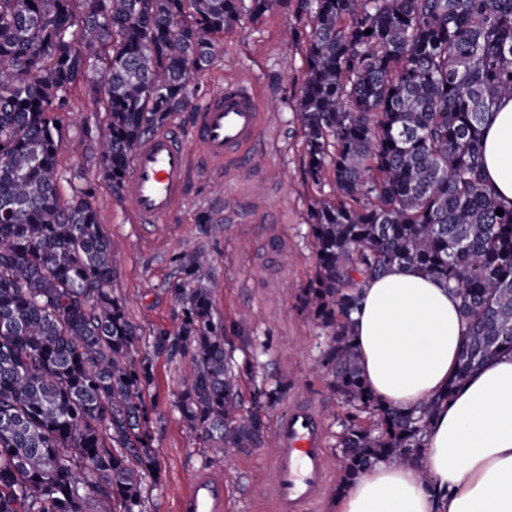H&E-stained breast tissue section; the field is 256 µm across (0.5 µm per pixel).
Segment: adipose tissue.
<instances>
[{
  "label": "adipose tissue",
  "mask_w": 512,
  "mask_h": 512,
  "mask_svg": "<svg viewBox=\"0 0 512 512\" xmlns=\"http://www.w3.org/2000/svg\"><path fill=\"white\" fill-rule=\"evenodd\" d=\"M488 182L512 201V100L483 133ZM354 337L363 379L382 402L419 407L444 392L465 327L437 280L395 267L358 290ZM332 512H512V355L473 372L431 421L418 463H379L351 481Z\"/></svg>",
  "instance_id": "obj_1"
}]
</instances>
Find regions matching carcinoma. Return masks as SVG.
<instances>
[{
	"label": "carcinoma",
	"mask_w": 512,
	"mask_h": 512,
	"mask_svg": "<svg viewBox=\"0 0 512 512\" xmlns=\"http://www.w3.org/2000/svg\"><path fill=\"white\" fill-rule=\"evenodd\" d=\"M276 5L0 0V512H145L144 482L160 478L144 402L155 356L190 358L176 405L210 456L270 430L242 414L247 367L216 319L205 252L177 256L179 328L142 351L93 186L60 154L79 90L107 116L100 172L121 198L137 146L188 108L224 34ZM295 13L310 25L291 31L305 40L307 174L334 192L309 213L315 274L300 301L356 410L341 489L376 462H416L437 405L512 353V203L491 192L481 145L512 98V0H295ZM394 266L454 292L466 327L448 389L416 410L367 389L352 334L355 288Z\"/></svg>",
	"instance_id": "cac0c4a2"
}]
</instances>
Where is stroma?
<instances>
[{
	"instance_id": "stroma-1",
	"label": "stroma",
	"mask_w": 512,
	"mask_h": 512,
	"mask_svg": "<svg viewBox=\"0 0 512 512\" xmlns=\"http://www.w3.org/2000/svg\"><path fill=\"white\" fill-rule=\"evenodd\" d=\"M294 5L295 0H279L262 18L225 34L193 98L194 105L203 104L237 73L255 79L273 116L275 140L271 147H256L260 165L254 179L220 183L206 165L196 164L183 202L165 222L135 223L98 171L106 117L82 94L63 117L66 135L77 146L63 149L60 167L81 169L94 187L93 205L116 259L112 286L143 347L151 346L157 331H175L180 323L172 289L182 277L175 258L184 240H195L210 254L213 274L222 283L214 295L215 315L223 321L237 359L255 365L253 377L243 384L246 410L273 419L289 402L301 399L319 411L332 484L309 512H329L344 469L339 435L346 411L331 388L328 370L319 364L325 339L300 303L301 290L314 274L308 222L317 188L306 172L294 118L306 75L304 47L284 39L286 28L308 29ZM190 370L184 356L154 360L155 382L144 401L161 474L145 487V512H181L183 494L203 471L223 473L225 512H267L270 452L247 448L220 460L205 459L201 441L175 406L181 378ZM274 388L279 395L271 402L265 393Z\"/></svg>"
}]
</instances>
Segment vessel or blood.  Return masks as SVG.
Here are the masks:
<instances>
[{
  "instance_id": "obj_1",
  "label": "vessel or blood",
  "mask_w": 512,
  "mask_h": 512,
  "mask_svg": "<svg viewBox=\"0 0 512 512\" xmlns=\"http://www.w3.org/2000/svg\"><path fill=\"white\" fill-rule=\"evenodd\" d=\"M194 144L163 128L135 150L124 206L139 224H157L182 201L190 176V157L242 174L254 172L251 147L270 131L254 82L246 76L226 80L223 90L200 108ZM330 460L317 410L296 400L275 421L272 480L267 488L270 512H302L319 501L329 484ZM184 512H224V479L196 476L183 497Z\"/></svg>"
}]
</instances>
